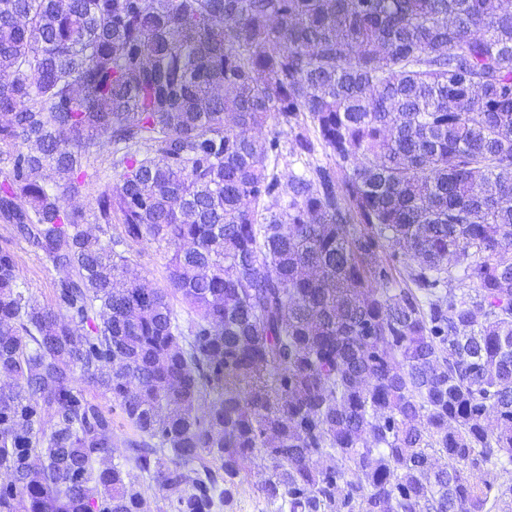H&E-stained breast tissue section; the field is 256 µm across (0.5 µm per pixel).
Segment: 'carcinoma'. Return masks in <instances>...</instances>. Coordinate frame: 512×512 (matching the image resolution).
<instances>
[{
    "mask_svg": "<svg viewBox=\"0 0 512 512\" xmlns=\"http://www.w3.org/2000/svg\"><path fill=\"white\" fill-rule=\"evenodd\" d=\"M270 121L327 162L281 181ZM0 155L57 274L0 249V512H151L133 470L211 512L256 456L289 512H512L499 0H0ZM128 243L176 246L166 287ZM7 248L13 254L20 268L22 278L33 297L41 304L54 303V281L56 273L38 259L33 248L24 241L13 238L10 226L0 223V248Z\"/></svg>",
    "mask_w": 512,
    "mask_h": 512,
    "instance_id": "1",
    "label": "carcinoma"
}]
</instances>
